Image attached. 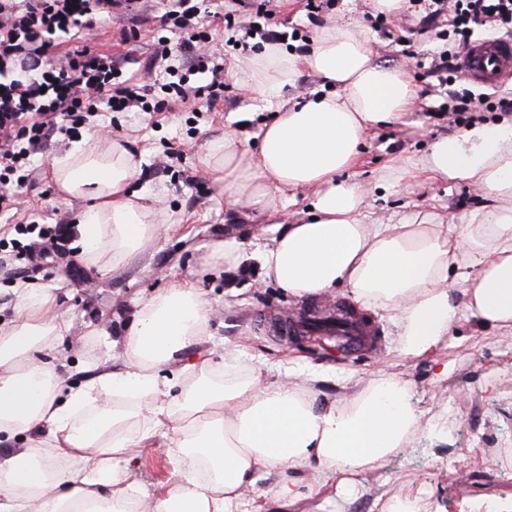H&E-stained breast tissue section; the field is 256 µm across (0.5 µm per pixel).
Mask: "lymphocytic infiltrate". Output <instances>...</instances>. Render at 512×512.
Returning a JSON list of instances; mask_svg holds the SVG:
<instances>
[{"label":"lymphocytic infiltrate","mask_w":512,"mask_h":512,"mask_svg":"<svg viewBox=\"0 0 512 512\" xmlns=\"http://www.w3.org/2000/svg\"><path fill=\"white\" fill-rule=\"evenodd\" d=\"M140 0H0V237L31 234L26 253L50 252L64 241L65 224L34 227L18 220L23 192L35 182V156L53 137L78 134L100 109L163 114L168 101L209 107L224 97V65L199 0H165L162 26L178 31L179 43L160 37L161 57H181L187 71L152 87L109 51L78 44V33L97 23L137 11ZM420 6L421 29L445 41L425 74L446 96L443 116L455 126L469 125L478 112L512 110V94L475 93L465 87L459 60L475 30L512 34V0H409ZM204 82H191L194 74Z\"/></svg>","instance_id":"lymphocytic-infiltrate-1"}]
</instances>
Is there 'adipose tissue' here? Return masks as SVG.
Listing matches in <instances>:
<instances>
[{"instance_id":"obj_1","label":"adipose tissue","mask_w":512,"mask_h":512,"mask_svg":"<svg viewBox=\"0 0 512 512\" xmlns=\"http://www.w3.org/2000/svg\"><path fill=\"white\" fill-rule=\"evenodd\" d=\"M239 67L274 117L259 128L256 152L228 132L201 157L228 205L246 204L266 219L261 234L220 243L225 265L257 268L262 281L297 297L344 289L395 321L406 358L433 357L461 308L498 335H512V115L441 136L420 157L390 161L380 178L385 187L404 179L466 181L498 200L494 214L448 220L396 212L382 222L350 174L369 131L416 105L408 71L376 63L369 38L349 23L320 29L302 51L265 45ZM305 72L331 87L293 101L289 91ZM138 170L121 141L93 137L50 165L62 199L88 202L76 219V243L97 271L127 263L179 224L131 190ZM299 196L306 209L288 211L287 201ZM459 279L460 306L452 296ZM210 317L195 282L173 285L132 312L121 340L126 370L102 364L90 383L74 388L58 368L70 325L55 295L21 289L17 322L0 326V442L23 435L27 445L0 450V512H247L245 491L260 468L309 472L305 486L278 482L277 501L291 503L319 493L339 465L361 470L384 460L418 428L406 405L408 384L391 376L325 405L297 381L236 377L231 349L219 363L194 357L190 383L160 377L207 336ZM170 395L174 404L160 405ZM143 406L156 417L134 424ZM165 426L182 478L166 498L149 502L127 479V455Z\"/></svg>"}]
</instances>
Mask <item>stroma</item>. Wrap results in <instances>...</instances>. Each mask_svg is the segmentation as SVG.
<instances>
[{
	"label": "stroma",
	"mask_w": 512,
	"mask_h": 512,
	"mask_svg": "<svg viewBox=\"0 0 512 512\" xmlns=\"http://www.w3.org/2000/svg\"><path fill=\"white\" fill-rule=\"evenodd\" d=\"M306 0H270L268 7L298 34L314 35L322 27L349 19L372 37L381 63L405 68L418 89V102L399 122L375 129L365 140L362 163L352 177L369 193L370 210L385 216L422 211L464 216L475 209L495 212L498 203L466 182L408 180L381 190L377 182L387 159L423 155L434 137L455 133V126L438 117L442 96L428 89L419 62L428 61L442 43L432 34L412 35L399 42L385 25L376 23L369 0H330L319 14H309ZM211 12L214 44L224 56V99L214 108L191 111L181 102L159 117L143 112H102L82 136L107 137L128 143L141 166L131 188L153 198L163 209L181 214L182 224L161 233L157 241L129 265L105 273L85 265L73 239L50 258L33 265L25 255L12 254L0 265V324L12 322L19 303L16 289L31 283L56 295L60 314L71 329L60 342L69 385L91 381L108 339H121L137 302L148 300L181 281H196L212 307L211 337L190 347V354L225 348L237 351L244 372L260 370L263 380L293 372L330 401L385 372L409 386L412 408L422 415L411 439L393 455L370 469L347 473L340 469L322 493L292 504L274 501L281 470L259 469L250 493L253 512H332L338 481L351 477L354 492L348 512H388L390 500L406 494L415 512H512V337L501 336L459 312L454 334L441 351L447 370L424 359L402 357L398 329L383 313L362 310L375 333L377 348L349 353L310 340L284 342L261 320L313 304L271 283H260L256 271H225L224 255L215 245L237 231L234 210L202 168L200 155L207 141L231 132L258 149L255 132L271 121L264 99L245 91V76L232 66L246 56L240 45L242 24L251 14L241 0H204ZM163 11L162 0H143L137 18L120 17L97 30L93 46L126 55L149 65V79H165L164 60L155 56L153 21ZM54 152L39 155V181L24 197L28 220L37 224H70L79 201L62 200L49 176ZM345 293L318 300V308L335 310ZM108 322L110 337L89 330ZM128 479L152 497H165L180 479V466L166 438L136 449Z\"/></svg>",
	"instance_id": "1"
}]
</instances>
